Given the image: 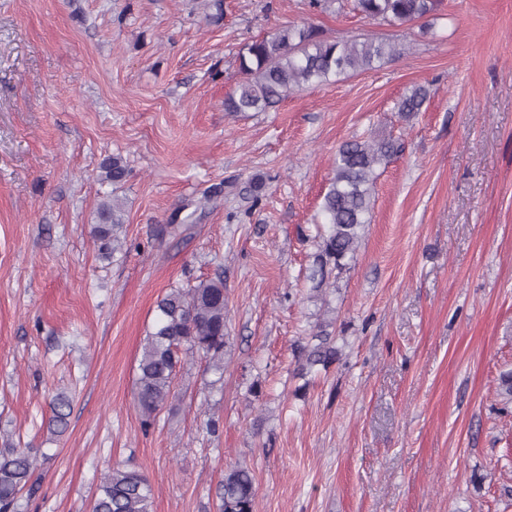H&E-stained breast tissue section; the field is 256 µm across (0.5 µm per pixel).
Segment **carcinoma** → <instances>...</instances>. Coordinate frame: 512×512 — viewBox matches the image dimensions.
<instances>
[{
	"instance_id": "cac0c4a2",
	"label": "carcinoma",
	"mask_w": 512,
	"mask_h": 512,
	"mask_svg": "<svg viewBox=\"0 0 512 512\" xmlns=\"http://www.w3.org/2000/svg\"><path fill=\"white\" fill-rule=\"evenodd\" d=\"M438 6L439 0H354L353 9L370 20L405 23L431 16ZM397 55V45L383 38L343 41L326 37L312 23L285 25L239 48L241 79L224 97V111L266 112L296 90L350 71L373 69ZM429 98L427 87L415 86L398 99L397 112L410 119L422 111ZM395 152V144L386 138L352 140L337 150L333 177L321 205L328 230L318 236L319 251L308 275L316 287L354 260L371 211L375 170ZM127 175L126 161L119 154L101 164L104 183L117 187ZM98 215L92 237L99 252L109 256L123 231L118 199L105 196ZM227 306L221 278L199 279L185 288H173L157 301L155 324L144 340L136 379L135 403L143 428L151 427L173 396V380L182 356L197 355L205 360L207 369L224 374ZM337 355L331 336L321 330L301 348L296 375L305 377L319 365L327 369ZM498 396L504 404H512V369L500 373ZM49 408V427L55 433L64 432L71 412L69 399L58 395ZM35 469L36 458L30 452L0 450V512H11L18 494L32 486ZM153 496L144 474L114 467L97 488L92 512H151ZM217 512H256L254 476L248 468L234 465L225 469Z\"/></svg>"
}]
</instances>
